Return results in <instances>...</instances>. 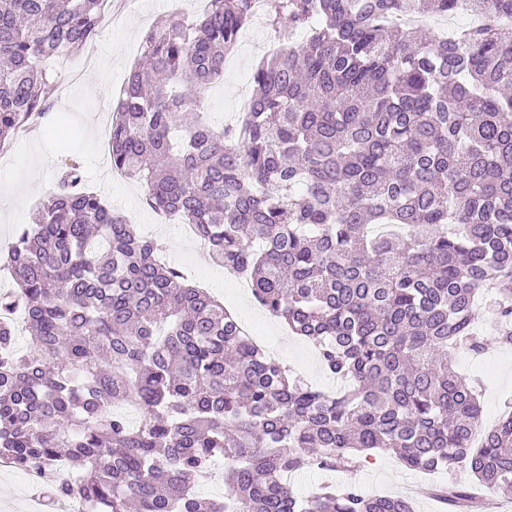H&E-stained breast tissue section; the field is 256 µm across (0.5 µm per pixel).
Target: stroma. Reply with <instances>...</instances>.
Wrapping results in <instances>:
<instances>
[{"instance_id": "obj_1", "label": "stroma", "mask_w": 512, "mask_h": 512, "mask_svg": "<svg viewBox=\"0 0 512 512\" xmlns=\"http://www.w3.org/2000/svg\"><path fill=\"white\" fill-rule=\"evenodd\" d=\"M202 0H125L116 12L104 16L96 42L80 53L51 61L57 79L51 91L52 119L37 136L22 137L0 149V247H7L19 225L30 223L34 210L52 191L60 171L79 161L90 185L126 215L139 231L157 238L164 256L209 288L235 314L245 319L262 344L276 343L280 358L304 380L333 389L337 382L321 368L318 353L308 341L285 334L283 325L246 301L235 282L224 276L206 249L187 243L180 224L155 214L145 202L143 187L112 168L108 150L115 97L131 67L140 57L145 31L183 12H196ZM270 21L251 22L237 48L224 62L223 79L204 93L202 109L214 125L226 124L236 115L240 92L252 91L251 73L261 58L256 47L275 39ZM476 330L489 340L482 354H463L461 372L478 380L485 426L494 425L505 402L512 399V347L496 343L498 320L488 300L477 304ZM293 489L301 495L324 483H355L367 493L410 498L416 512H443L429 492L431 486H470L474 479L463 468L432 475L407 469L390 452L356 456L353 468L325 472L309 467L292 473ZM32 478L0 466V512H31Z\"/></svg>"}]
</instances>
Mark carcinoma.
Wrapping results in <instances>:
<instances>
[{
	"mask_svg": "<svg viewBox=\"0 0 512 512\" xmlns=\"http://www.w3.org/2000/svg\"><path fill=\"white\" fill-rule=\"evenodd\" d=\"M252 2L207 0L146 32L112 113V168L194 225L347 385L269 358L73 163L0 253L15 281L0 292V462L82 512H415L353 484L301 497L284 482L355 452L511 491L512 406L482 430L454 355L486 350L474 304L491 286L512 345V0H267L281 48L252 74L247 118L217 129L201 94ZM105 7L0 0V148L52 110L42 62L92 44ZM464 11L492 21L428 40L401 25ZM218 458L224 495L204 499ZM433 494L467 512L473 489Z\"/></svg>",
	"mask_w": 512,
	"mask_h": 512,
	"instance_id": "carcinoma-1",
	"label": "carcinoma"
}]
</instances>
